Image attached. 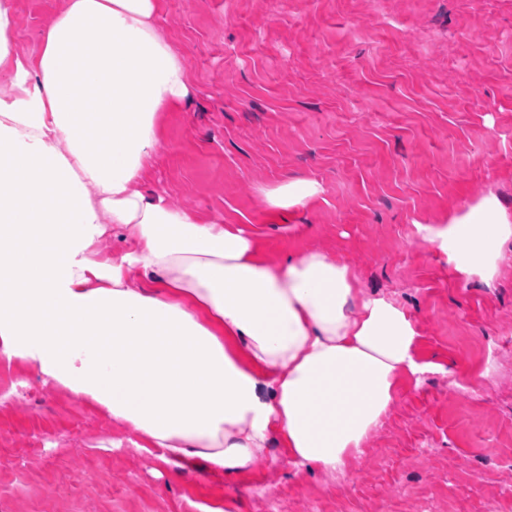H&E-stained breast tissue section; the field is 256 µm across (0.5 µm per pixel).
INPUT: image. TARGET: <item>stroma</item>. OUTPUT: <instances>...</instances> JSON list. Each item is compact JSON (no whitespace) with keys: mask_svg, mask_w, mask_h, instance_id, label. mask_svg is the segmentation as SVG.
I'll return each instance as SVG.
<instances>
[{"mask_svg":"<svg viewBox=\"0 0 512 512\" xmlns=\"http://www.w3.org/2000/svg\"><path fill=\"white\" fill-rule=\"evenodd\" d=\"M63 0H15L19 53ZM192 92L160 115L143 189L255 227L270 255L325 249L396 296L441 364L330 480L264 454L252 470L120 451L94 407L0 360V512H512V242L461 280L424 241L492 194L512 210V0H160ZM317 182L280 211L265 191Z\"/></svg>","mask_w":512,"mask_h":512,"instance_id":"stroma-1","label":"stroma"}]
</instances>
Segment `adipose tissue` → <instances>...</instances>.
Instances as JSON below:
<instances>
[{
  "label": "adipose tissue",
  "instance_id": "1",
  "mask_svg": "<svg viewBox=\"0 0 512 512\" xmlns=\"http://www.w3.org/2000/svg\"><path fill=\"white\" fill-rule=\"evenodd\" d=\"M158 20L159 0H64L25 56L0 0V354L164 463L244 473L273 444L345 473L428 369L415 321L339 255L276 259L258 233L142 192L160 115L191 91ZM425 239L488 281L512 211L489 195Z\"/></svg>",
  "mask_w": 512,
  "mask_h": 512
}]
</instances>
